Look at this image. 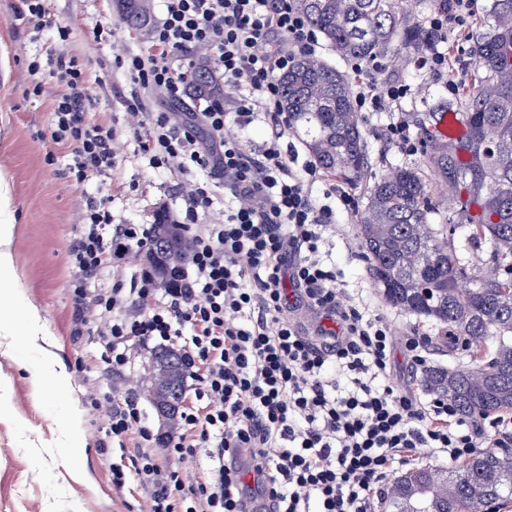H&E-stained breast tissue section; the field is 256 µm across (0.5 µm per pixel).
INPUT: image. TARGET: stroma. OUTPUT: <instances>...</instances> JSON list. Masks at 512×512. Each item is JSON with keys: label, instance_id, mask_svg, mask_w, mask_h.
<instances>
[{"label": "stroma", "instance_id": "1", "mask_svg": "<svg viewBox=\"0 0 512 512\" xmlns=\"http://www.w3.org/2000/svg\"><path fill=\"white\" fill-rule=\"evenodd\" d=\"M15 2L0 0V172L11 184L12 206L6 217L14 230L7 248L18 282L15 302L21 310L37 309L45 334L35 339L0 335V512H147L150 492L134 479L132 459L146 454L199 479L209 467L208 451L198 449L182 460L171 459L167 452L175 429L162 427L147 397L155 344L131 341L130 362L115 373L101 359L106 352V320L89 316L82 334H75L69 251L90 202L111 198L113 223L150 225L157 212L172 214L179 209L176 180L142 160L138 137L126 121L127 84L119 73L97 90L89 107L90 117L110 116L117 130V167L111 178L78 187L65 171V159L47 164V144L40 135L50 127L48 104L57 84L48 81L42 96L32 95L27 63L45 44L32 41L16 21ZM56 8L61 19L79 29L65 43V52L91 74L111 67L117 52L135 48L142 37L126 26L112 0H57ZM97 30L102 33L98 39L93 36ZM417 59L414 53L391 57V70L374 77L379 84L404 78L416 95L397 113L364 118L369 175L422 161L420 155L402 153L378 135L382 125L396 118L416 124L428 102L444 95L441 81L421 68ZM358 224V215L342 214L328 233L332 256L345 272L341 301L383 314L396 336L420 338L430 364L455 366V359L432 347L440 326L419 324L416 316L385 302L369 274ZM145 266L144 253L133 250L118 264L102 269L89 288L103 293L130 287ZM49 357L69 375L64 391L45 386L38 377ZM129 396L137 400L141 424L153 438L144 443L134 438L121 445L110 443L106 431L112 412ZM117 468L127 475L121 488L112 482Z\"/></svg>", "mask_w": 512, "mask_h": 512}]
</instances>
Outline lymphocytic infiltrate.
Returning a JSON list of instances; mask_svg holds the SVG:
<instances>
[{
    "instance_id": "obj_1",
    "label": "lymphocytic infiltrate",
    "mask_w": 512,
    "mask_h": 512,
    "mask_svg": "<svg viewBox=\"0 0 512 512\" xmlns=\"http://www.w3.org/2000/svg\"><path fill=\"white\" fill-rule=\"evenodd\" d=\"M54 2L14 7L33 39L52 38L27 64L33 95L47 75L60 86L49 103L47 162L66 158L78 185L111 177L116 129L111 120L89 119L86 106L121 71L130 85L125 109L143 130L142 153L151 168L177 177L181 208L172 221L189 228L191 268L165 288L146 270L136 288L89 293L90 277L150 241L144 225H113L107 200L90 203L70 250L73 317L83 323L91 304L110 317L109 367L126 365L131 339L174 344L199 383L195 396L204 405L181 413L168 454L182 459L205 448L211 467L189 483L180 470L141 457L135 473L151 490L148 512H243L247 501L257 512H311L314 504L318 512H372L414 449L434 448L452 461L481 450L482 426L463 419L447 397L389 384L395 349L414 371L428 370L420 341L395 337L383 315L340 299L344 272L326 234L337 211L353 213L357 201L335 184L315 195L316 166L282 146L291 120L279 78L317 44L295 0H162L136 49L93 77L62 51L74 29L60 22ZM476 10L477 0H448L425 19L434 41L422 65L448 86L466 64L460 54L449 67L448 36ZM200 56L223 75L225 96L195 101L187 112ZM385 66L381 58L349 60L357 111L395 112L412 96L408 83L365 79ZM154 93L167 109L148 111ZM259 120L271 134L245 148L243 136ZM219 183L230 204L223 221L207 224L201 217ZM240 448L247 458L237 457Z\"/></svg>"
}]
</instances>
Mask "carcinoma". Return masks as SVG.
I'll list each match as a JSON object with an SVG mask.
<instances>
[{
	"mask_svg": "<svg viewBox=\"0 0 512 512\" xmlns=\"http://www.w3.org/2000/svg\"><path fill=\"white\" fill-rule=\"evenodd\" d=\"M399 0H295L296 7L336 54L366 61L421 52L431 34L398 7ZM132 29L146 26L150 7L125 0L117 7ZM481 25L470 52L480 70L463 85L455 102L438 98L425 113L420 153L424 166L448 184V220L430 224L435 210L423 169L400 165L373 177L359 232L369 271L387 303L439 324L442 351H464L469 365L432 366L427 390L448 397L462 416L482 420L512 410V0H485ZM282 104L317 167L357 183L368 173L367 139L355 108L353 82L329 61L304 56L280 79ZM189 96L197 100L224 94V83L199 60L189 78ZM457 111L462 130L440 141L430 127L444 111ZM166 212L158 214L146 253L162 278L186 261L185 244L162 236ZM458 224L469 226V242L486 248L483 269L469 264L451 243ZM496 340L492 352L488 339ZM154 362L171 368L168 408L178 414L186 370L179 352L162 348ZM401 473L390 490L393 512H486L512 502V449L484 448L453 469Z\"/></svg>",
	"mask_w": 512,
	"mask_h": 512,
	"instance_id": "1",
	"label": "carcinoma"
}]
</instances>
